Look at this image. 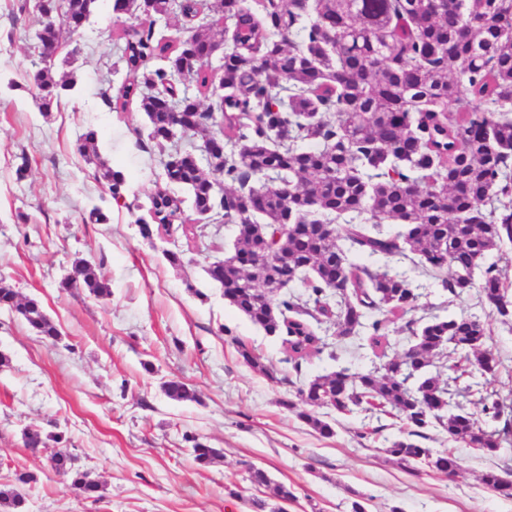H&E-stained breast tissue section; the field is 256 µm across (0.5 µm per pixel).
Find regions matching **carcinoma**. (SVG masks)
Here are the masks:
<instances>
[{
  "instance_id": "1",
  "label": "carcinoma",
  "mask_w": 512,
  "mask_h": 512,
  "mask_svg": "<svg viewBox=\"0 0 512 512\" xmlns=\"http://www.w3.org/2000/svg\"><path fill=\"white\" fill-rule=\"evenodd\" d=\"M98 0H69L67 16H48L38 33L43 50L56 48L61 26H81ZM154 15L194 19L193 33L174 42L153 26L120 28L127 79L114 111L137 97L159 147L190 141L167 154V183L185 187L200 218L223 224H261L263 234L235 239L234 251L209 265L224 300L285 347L296 376L310 357L336 359L329 336L382 351L380 366L353 372L340 367L304 380L287 409L320 435H334L320 408L347 414L362 405L388 407L404 421L403 435L388 441L396 464L457 469L451 452L423 446L439 429L454 442H478L484 450L512 446V404L488 391L500 362L488 346L483 316L461 313L417 325L408 317L421 293L413 273L425 270L450 298L461 297L467 278L483 268L480 302L512 318V285L503 281L495 253L508 259L512 242V0H214L203 13L199 0H113V12L133 16L142 6ZM215 28L224 32V60L204 58ZM288 37H283V31ZM222 71L214 82L216 71ZM48 110L73 78L55 79L46 65L33 75ZM210 99L204 104L201 98ZM223 149L205 152L204 170L192 141ZM97 134H83L77 150L95 163V177L115 202L125 198L123 174L100 157ZM292 185L284 194L281 186ZM150 220L139 233L183 224V200L159 189L149 197ZM288 230H283V225ZM333 225L327 236L322 225ZM396 269L378 270L382 260ZM64 288H84L98 299L111 296L100 266L79 259ZM14 312L37 335L58 330L35 299L18 300L0 283V308ZM412 337L404 354H385L390 325ZM236 342L243 361L264 375L274 367ZM461 352L452 380L428 367ZM176 401L195 398L180 380L163 383ZM475 397L476 410L453 404ZM194 459L206 464L216 448L185 434ZM54 468L88 498L99 491L88 471L72 468L62 453ZM249 480L269 490L256 512H282L292 488L249 467ZM34 477L15 473L0 486V512H25L23 488ZM483 485L505 499L512 486L486 471Z\"/></svg>"
}]
</instances>
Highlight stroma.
<instances>
[{"mask_svg":"<svg viewBox=\"0 0 512 512\" xmlns=\"http://www.w3.org/2000/svg\"><path fill=\"white\" fill-rule=\"evenodd\" d=\"M42 21L35 0H0V280L38 300L59 332L44 340L0 308V352L10 358L0 366V484L19 470L33 474L26 512H253L251 465L293 487L287 512H351L358 494L367 512H512V499L480 482L491 469L512 475V447L487 452L434 430L427 447L452 451L460 468L452 477L412 474L383 451L404 430L395 413L329 415L335 433L326 438L283 407L295 390L283 381L291 369L280 339L237 313L206 273L232 250L235 225L203 227L189 209L184 229L150 240L139 233L163 166L138 103L115 112L100 97L105 88L118 95L126 78L112 0H98L78 31L62 30L52 73H73L76 85L48 113L32 80L42 66ZM90 128L101 156L126 178L122 202L76 150ZM95 206L106 223L89 221ZM168 250L180 264L166 260ZM79 258L101 265L109 298L63 288ZM417 280L416 317L480 309L477 288L451 302L430 276ZM488 324L501 361L492 388L512 397V322L494 314ZM241 342L276 366L278 380L243 361ZM172 378L197 400L167 398L162 384ZM29 429L60 439L34 451L25 445ZM187 433L221 458L197 463ZM59 452L100 481L98 500L55 473Z\"/></svg>","mask_w":512,"mask_h":512,"instance_id":"stroma-1","label":"stroma"}]
</instances>
